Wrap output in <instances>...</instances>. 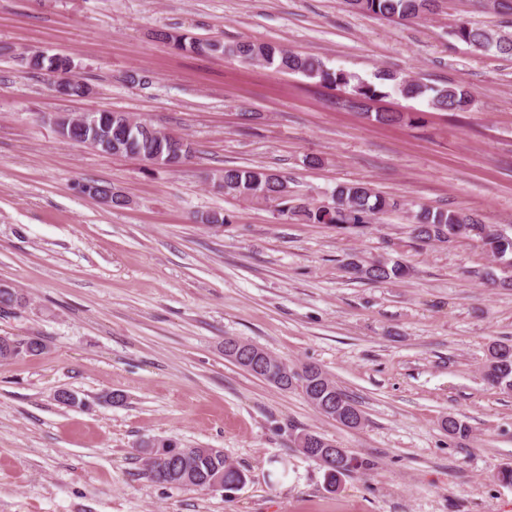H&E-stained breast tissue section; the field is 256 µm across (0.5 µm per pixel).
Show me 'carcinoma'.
Listing matches in <instances>:
<instances>
[{"label":"carcinoma","instance_id":"obj_1","mask_svg":"<svg viewBox=\"0 0 512 512\" xmlns=\"http://www.w3.org/2000/svg\"><path fill=\"white\" fill-rule=\"evenodd\" d=\"M354 11L372 14L385 19L413 20L434 13L437 0H345ZM451 36L476 50L495 51L512 57V35H502L462 20L451 31ZM178 49L189 48L196 52L221 53L230 52L245 63H259L277 72L297 73L313 79L327 88L339 89L348 94L347 102L352 107L364 112L377 100L397 94L405 99H428L430 105L445 112H467L474 103V95L468 88L458 84H448L441 88L430 87L420 80L400 77L394 73L382 71L377 75L378 82L370 83L342 70L331 69L325 62L315 56L286 50L275 43L255 44L241 42L227 47L219 40H196L185 35L165 34ZM38 67L53 75L71 71V61L64 56L41 57ZM100 128L107 129V135L124 144L122 154L143 160L169 156L188 155L190 148L180 138L168 136L152 126L143 123L125 134L126 124L121 113L97 114ZM285 177L265 167L250 170L224 168V193L250 204H268L275 202L284 206L287 212L307 223L332 224L340 229H366L379 218L397 208L398 203L373 191L365 183H352L337 186L331 194L332 204L315 206L302 204L290 206L284 196L288 194L284 186ZM413 238L423 245L434 243H452L461 236H466L476 243L482 251L499 263H512V231L485 224L475 217L456 210L431 211L420 208L414 214V224L410 226ZM353 269L366 279L379 282L391 278H403L406 268L395 262L383 259L367 266H353ZM242 345L255 351L257 359L246 366L247 371L279 389H300L309 403L305 383L310 381L309 374H316V379L327 395L336 397L345 416L352 418L350 427L362 425V411L355 401L340 388L322 369L311 366L297 372L278 357L266 350L242 342ZM41 350L34 346L32 339L15 340L0 336V360L36 356ZM487 381L497 387L512 389V345L496 343L489 352L485 366ZM448 437L466 439L470 435L469 426L455 417H448L444 422ZM177 453L174 459V475L170 485L193 487L203 491L212 489L213 483L220 479L224 485L244 483L242 470L224 457L220 448H180L173 443L160 445L151 450L159 458ZM368 462L349 453L334 467L324 466L327 485L337 489L342 481L351 474L364 470Z\"/></svg>","mask_w":512,"mask_h":512}]
</instances>
